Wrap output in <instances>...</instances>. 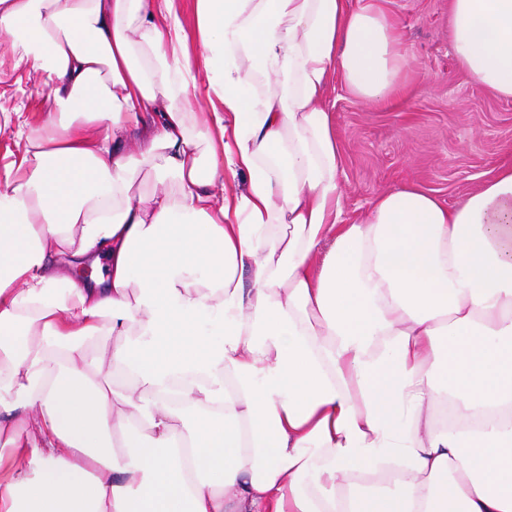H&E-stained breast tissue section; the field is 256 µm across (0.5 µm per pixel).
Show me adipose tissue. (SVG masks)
<instances>
[{
  "label": "adipose tissue",
  "mask_w": 512,
  "mask_h": 512,
  "mask_svg": "<svg viewBox=\"0 0 512 512\" xmlns=\"http://www.w3.org/2000/svg\"><path fill=\"white\" fill-rule=\"evenodd\" d=\"M175 2L0 0L49 90L0 171V512H512V163L348 220L326 91L393 100L396 21L194 0L198 127ZM448 38L512 99V0Z\"/></svg>",
  "instance_id": "1"
}]
</instances>
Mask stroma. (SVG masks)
<instances>
[{"label": "stroma", "mask_w": 512, "mask_h": 512, "mask_svg": "<svg viewBox=\"0 0 512 512\" xmlns=\"http://www.w3.org/2000/svg\"><path fill=\"white\" fill-rule=\"evenodd\" d=\"M401 32L405 95L393 106L369 105L334 80L327 99L343 155L344 206L359 218L376 195L416 183L452 205L512 162V101L474 83L448 42V0H386ZM0 36V107L18 109L40 129L48 106L45 79L14 70Z\"/></svg>", "instance_id": "obj_1"}]
</instances>
